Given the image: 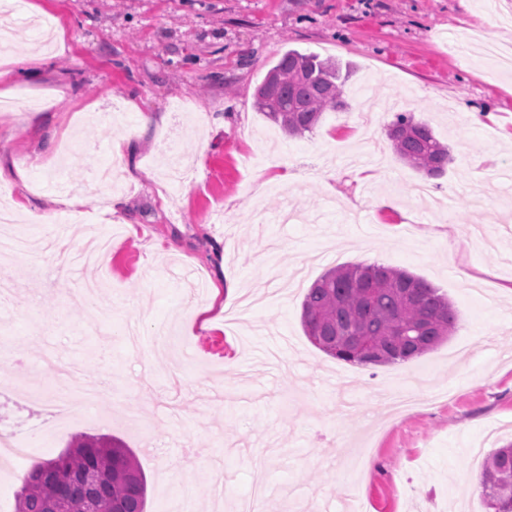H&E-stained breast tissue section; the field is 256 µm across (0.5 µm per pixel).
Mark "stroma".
<instances>
[{"instance_id":"1","label":"stroma","mask_w":512,"mask_h":512,"mask_svg":"<svg viewBox=\"0 0 512 512\" xmlns=\"http://www.w3.org/2000/svg\"><path fill=\"white\" fill-rule=\"evenodd\" d=\"M65 30V52L18 22L6 59L40 57L0 83V188L28 209V248L0 262V423L50 421L32 396L46 356L107 396L37 445L108 435L147 476V512H239L258 488L269 512H486L474 449L512 441V73L484 42H512V0H30ZM346 65L347 110L287 136L254 93L286 49ZM137 109H130V102ZM428 123L453 156L431 179L394 155L395 113ZM121 160H113L114 147ZM283 171L295 180L278 184ZM85 193L80 212L53 185ZM429 187L450 205L432 213ZM112 241L85 266L102 207ZM407 270L459 317L409 362L359 366L304 333L302 302L348 263ZM306 268L300 286L293 269ZM231 283L224 327L201 328ZM412 383L419 406L381 398ZM154 393L153 402L139 399Z\"/></svg>"}]
</instances>
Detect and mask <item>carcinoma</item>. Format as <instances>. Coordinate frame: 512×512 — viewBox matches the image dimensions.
<instances>
[{
    "label": "carcinoma",
    "mask_w": 512,
    "mask_h": 512,
    "mask_svg": "<svg viewBox=\"0 0 512 512\" xmlns=\"http://www.w3.org/2000/svg\"><path fill=\"white\" fill-rule=\"evenodd\" d=\"M346 77L335 61L286 50L256 88L258 111L290 136L312 132L324 113L347 109ZM394 154L429 178L445 174L451 155L429 125L404 112L386 131ZM302 322L326 354L360 366L407 362L444 343L458 326L448 298L422 278L381 264L327 270L308 289ZM55 470L35 463L21 477L16 512H146L147 478L118 438L77 436L56 456ZM480 489L489 512H512V442L486 455Z\"/></svg>",
    "instance_id": "1"
}]
</instances>
